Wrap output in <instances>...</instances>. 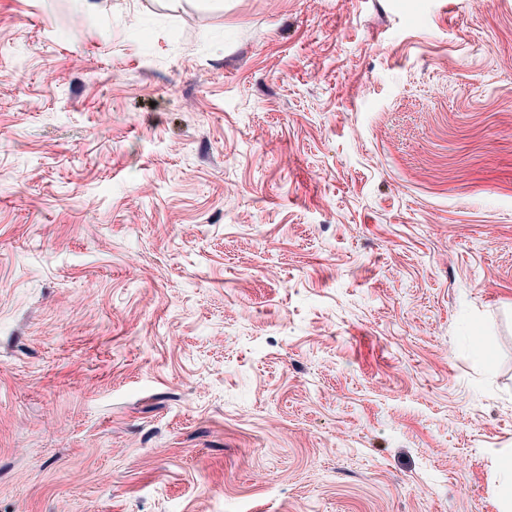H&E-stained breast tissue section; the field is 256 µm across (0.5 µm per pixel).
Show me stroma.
<instances>
[{
  "label": "stroma",
  "instance_id": "1",
  "mask_svg": "<svg viewBox=\"0 0 512 512\" xmlns=\"http://www.w3.org/2000/svg\"><path fill=\"white\" fill-rule=\"evenodd\" d=\"M90 2L0 0V512H502L512 0Z\"/></svg>",
  "mask_w": 512,
  "mask_h": 512
}]
</instances>
